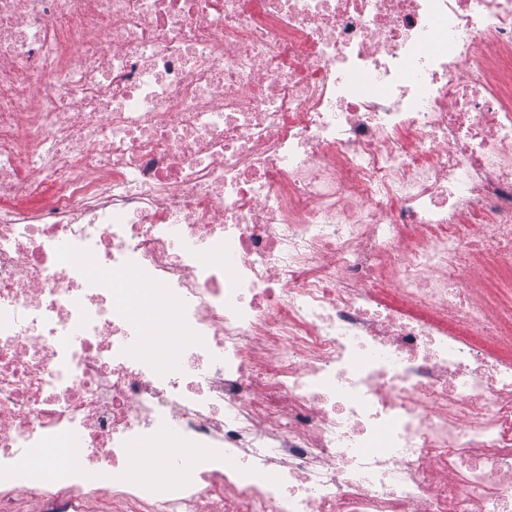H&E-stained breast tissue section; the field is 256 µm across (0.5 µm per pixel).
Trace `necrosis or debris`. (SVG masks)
I'll return each mask as SVG.
<instances>
[{
	"instance_id": "4bbe7bcc",
	"label": "necrosis or debris",
	"mask_w": 512,
	"mask_h": 512,
	"mask_svg": "<svg viewBox=\"0 0 512 512\" xmlns=\"http://www.w3.org/2000/svg\"><path fill=\"white\" fill-rule=\"evenodd\" d=\"M480 280L512 0H0V512H512Z\"/></svg>"
}]
</instances>
